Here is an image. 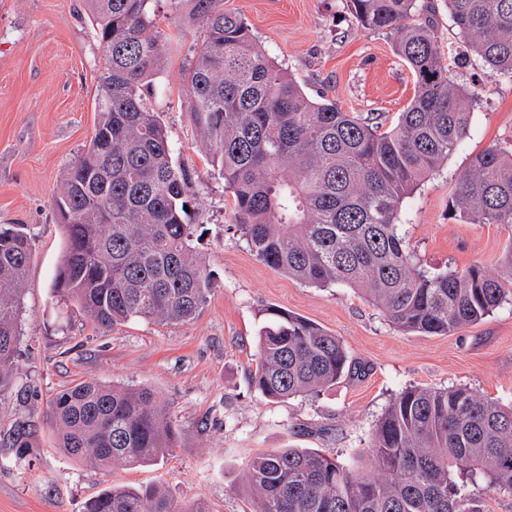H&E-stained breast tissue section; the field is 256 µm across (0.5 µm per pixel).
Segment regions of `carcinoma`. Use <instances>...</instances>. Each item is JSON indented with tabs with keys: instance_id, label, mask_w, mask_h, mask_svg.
I'll list each match as a JSON object with an SVG mask.
<instances>
[{
	"instance_id": "1",
	"label": "carcinoma",
	"mask_w": 512,
	"mask_h": 512,
	"mask_svg": "<svg viewBox=\"0 0 512 512\" xmlns=\"http://www.w3.org/2000/svg\"><path fill=\"white\" fill-rule=\"evenodd\" d=\"M189 4L205 30L187 66L189 111L199 148L229 189L237 232L256 259L302 283L363 291L404 333L447 335L475 325L512 297V242L495 267L430 273L398 232L402 200L472 130L475 91L446 63L418 0H345L362 26L394 36L414 95L395 126L311 98L257 44L224 0ZM106 62L88 147L54 196L65 250L52 297L78 303L107 330L132 319L184 324L208 301L212 275L186 223L199 173L174 160L167 130L147 102L166 42L147 34L155 0H86ZM448 14L488 78H512V0H446ZM466 224L512 230V148L492 145L457 176L448 202ZM32 255L23 224L0 225V395L15 378L18 319ZM251 385L281 402L333 385L352 362L317 323L265 306ZM59 447L101 469L154 466L176 432L148 387L80 381L49 403ZM30 427L0 428L23 458ZM368 468L317 450L257 454L244 485L251 512H482L481 488L512 498V401L465 386H411L371 433ZM82 512H210L162 484L113 485Z\"/></svg>"
}]
</instances>
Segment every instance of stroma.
<instances>
[{"label": "stroma", "mask_w": 512, "mask_h": 512, "mask_svg": "<svg viewBox=\"0 0 512 512\" xmlns=\"http://www.w3.org/2000/svg\"><path fill=\"white\" fill-rule=\"evenodd\" d=\"M434 8L433 29L457 81L480 84L470 138L407 196L401 231L429 270L496 265L512 230L467 224L448 213L460 171L492 144L512 141V78L483 80L448 17ZM246 18L266 53L311 96L393 126L414 92L412 75L389 34L364 28L344 0H224ZM155 30L167 40L150 100L181 162L197 168L191 223L195 246L212 273L205 307L192 322L132 320L102 331L75 305L59 306L52 285L65 247L53 198L97 119L103 52L84 0H0V224L26 225L32 257L23 293L16 383L0 396V425L21 419L32 447L21 464L0 447V512H81L109 485L162 482L178 498L201 499L211 512H250L241 476L259 451L314 448L364 465L369 436L388 404L410 386H466L512 400V304L447 335L404 334L364 295L344 285L317 288L258 261L237 232L232 196L198 147L185 69L201 27L157 0ZM273 305L335 334L360 366L320 394L279 403L249 381L257 363L259 310ZM148 386L166 406L177 434L156 466L105 472L78 464L57 447L46 422L48 401L74 383Z\"/></svg>", "instance_id": "stroma-1"}]
</instances>
